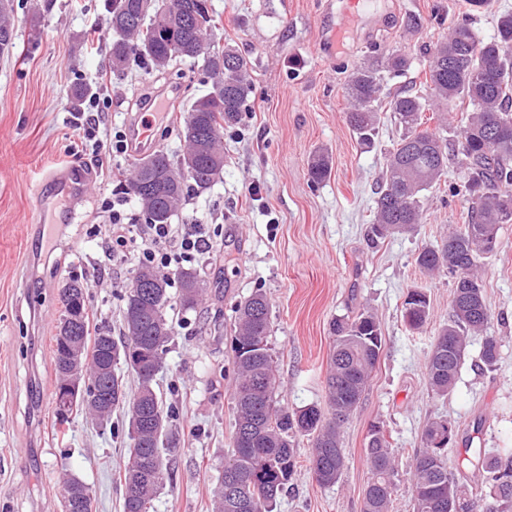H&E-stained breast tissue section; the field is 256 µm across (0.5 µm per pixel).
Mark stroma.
I'll return each mask as SVG.
<instances>
[{
	"label": "stroma",
	"mask_w": 512,
	"mask_h": 512,
	"mask_svg": "<svg viewBox=\"0 0 512 512\" xmlns=\"http://www.w3.org/2000/svg\"><path fill=\"white\" fill-rule=\"evenodd\" d=\"M103 0H14L16 49L0 55V512H61L62 475L90 488L96 512H123L118 472L130 440L123 412L103 428L85 415L58 435L53 417L55 372L51 338L69 277L89 286L90 319L120 329L121 298L135 269L102 262L111 234L104 210L121 194L114 169L130 174V154L103 151L73 161L78 144L72 88L83 83L105 100L102 128L123 127L141 110L147 92L175 87L170 118L157 123L154 148L183 152L179 129L208 78L192 60L178 63L177 79L132 64L101 85L111 39L90 44V27L105 25ZM367 15H347L346 0H210L223 43L252 62L253 93L240 122L224 131V172L190 197L174 225L200 224L212 240L194 270L207 286L196 309H183L177 270H170L167 316L173 323L156 383L176 409L169 431L178 440L170 472L151 512H212V492L232 446L233 309L254 290L271 308L270 344L279 400L288 408L324 404L331 321L365 310L375 315L383 353L364 397L341 428L346 463L331 487L308 469L310 447L279 494L275 512H362L370 472L365 442L371 425L383 426L398 470L392 512H413L411 465L428 421L445 418L456 436L448 463L468 447L512 448V224L501 246L482 257L490 321L500 358L485 370L483 337H472L454 392L445 398L427 386L426 361L436 331L447 323L452 280L428 278L415 258L426 245L460 227L467 204L452 195L456 170L423 199L416 233L373 237L375 189L386 152L400 130L383 114L373 148H362L348 126L343 86L351 70L388 50L412 64L385 76L384 92L421 89L436 42L467 11L466 0H366ZM324 150L331 173L309 179L312 153ZM75 164L88 190L78 201L57 200L43 220L53 227L49 247L27 230L31 203L46 170ZM422 288L430 323L410 331L401 307L407 291Z\"/></svg>",
	"instance_id": "obj_1"
}]
</instances>
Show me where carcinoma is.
Instances as JSON below:
<instances>
[{"instance_id":"obj_1","label":"carcinoma","mask_w":512,"mask_h":512,"mask_svg":"<svg viewBox=\"0 0 512 512\" xmlns=\"http://www.w3.org/2000/svg\"><path fill=\"white\" fill-rule=\"evenodd\" d=\"M169 0H105L107 22L115 34L108 58L112 74L120 76L135 62L160 71L185 58L201 62L209 79L207 91L196 98L181 128L185 153L173 159L159 151L151 166L135 164L134 176H144L148 185L137 196L146 224H170L178 207L193 195L208 189L224 170V127L235 125L246 110L252 92L247 58L224 47V59L233 67L221 71L218 56H203L190 47L214 44L218 29L214 15L203 18L205 27L194 30L169 18ZM468 12L450 27L448 34L429 46L430 57L424 92L409 89L387 95L381 103L383 73L398 75L408 66L407 58L393 50L384 57L357 66L345 83L350 102L346 122L363 146L373 143L378 129V112L392 113L401 128L398 140L385 158V170L377 191L373 232L379 238L410 233L421 223L422 193L440 184L453 165L461 175L451 186L454 195L469 203L464 224L448 233L437 245H427L415 263L421 272L433 275L445 271L454 279L448 324L435 334L427 357V380L432 394L450 395L465 361L470 336L487 329L490 311L484 295L477 260L499 250V231L512 223V12L501 13L493 35L481 40L473 29L471 16L486 0H467ZM15 45L12 0H0V54ZM436 103L453 112L466 107L470 114L460 138L450 142L423 127L422 114ZM328 157L314 154L308 173L319 183L330 175ZM163 282L152 293L136 290L147 276ZM192 269L179 272L181 303L186 309L199 297L187 296L185 277ZM80 286L73 297L60 296L62 314L53 336L55 391L66 381L61 366L59 335L66 331L68 314L81 311L84 345L91 343L88 287ZM169 277L151 267L133 275L122 296L123 333L101 350L96 363L112 361V374L92 375L87 394L111 390L109 411H127L129 439H139L128 448L124 487L135 486L139 498L124 495L123 512H149L163 486L168 460L161 445L173 411L165 408L162 393L153 381H140L127 388L122 368H131L127 352L143 348L161 360L167 352L172 325L166 317ZM142 312L138 328L129 321L132 309ZM232 337L234 383V446L226 464L234 473H223L213 495L214 512H274L277 497L291 480L299 452V440L311 443L310 472L322 486L341 477L345 455L339 428L358 407L370 376L383 352L380 324L368 311L331 322L334 344L328 361L327 409L311 404L297 410L279 404L271 333L270 304L258 288L235 306ZM430 318V302L420 288L408 291L403 303V320L411 330L424 329ZM500 355L497 337L483 338L481 360L488 370L496 367ZM455 428L444 418L429 421L421 432L422 448L414 458L411 491L414 512H512V453L497 449L478 450L475 467L486 492L473 499L449 471L448 436ZM365 456L370 478L363 493L362 512H389L397 488L395 468L386 437L367 436Z\"/></svg>"}]
</instances>
